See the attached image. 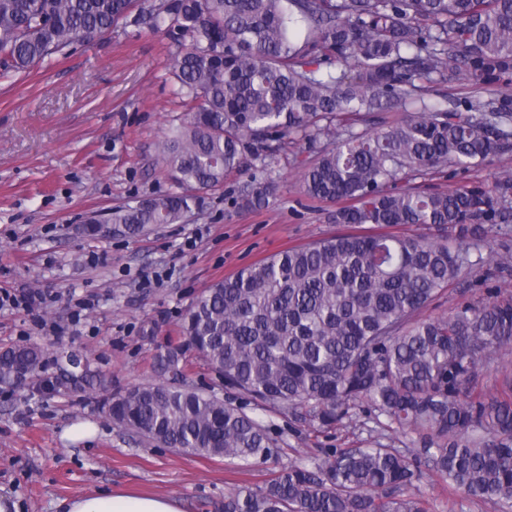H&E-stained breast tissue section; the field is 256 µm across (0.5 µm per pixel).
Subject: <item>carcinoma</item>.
<instances>
[{
  "label": "carcinoma",
  "instance_id": "carcinoma-1",
  "mask_svg": "<svg viewBox=\"0 0 512 512\" xmlns=\"http://www.w3.org/2000/svg\"><path fill=\"white\" fill-rule=\"evenodd\" d=\"M137 3L0 0V75L112 32ZM148 16L184 40L172 77L187 110L159 145L179 191L87 216L88 231L182 224L230 176L320 139L303 191L353 231L244 267L186 311L182 335L241 403L188 386L185 349L172 344L157 361L163 380L102 411L165 448L248 465L279 447L257 412L329 429L366 402L416 447L375 440L283 466L225 496L224 512H430L420 486L434 479L454 496L448 512L474 501L507 512L512 371L491 365L512 352V295L423 312L478 265L472 250L490 231L485 278L512 272V171L453 182L512 153V0H159ZM453 82L471 95L432 98ZM384 104L401 117L371 126ZM430 175L448 188L413 184ZM269 193L254 179L242 203ZM399 225L432 234L385 232ZM18 363L55 390L27 346L0 353V384Z\"/></svg>",
  "mask_w": 512,
  "mask_h": 512
}]
</instances>
